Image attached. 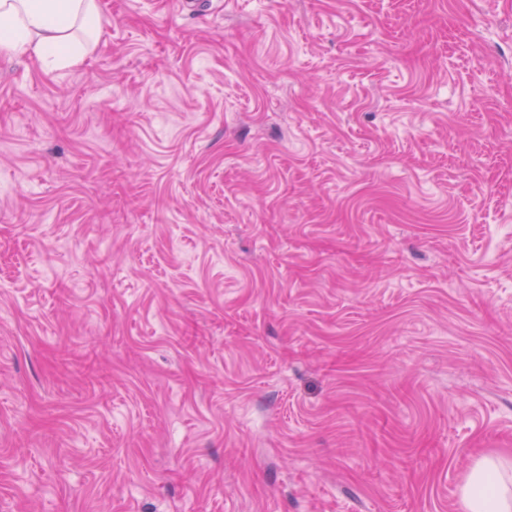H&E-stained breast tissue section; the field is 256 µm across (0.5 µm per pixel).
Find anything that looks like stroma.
I'll return each mask as SVG.
<instances>
[{"label": "stroma", "mask_w": 512, "mask_h": 512, "mask_svg": "<svg viewBox=\"0 0 512 512\" xmlns=\"http://www.w3.org/2000/svg\"><path fill=\"white\" fill-rule=\"evenodd\" d=\"M0 50V512H465L512 452V0H100ZM98 0H0V48L53 69L81 63L98 38ZM80 25L85 42L75 39Z\"/></svg>", "instance_id": "35a3bbf8"}]
</instances>
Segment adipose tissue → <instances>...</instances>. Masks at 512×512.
I'll return each mask as SVG.
<instances>
[{
  "label": "adipose tissue",
  "instance_id": "ef3b65f1",
  "mask_svg": "<svg viewBox=\"0 0 512 512\" xmlns=\"http://www.w3.org/2000/svg\"><path fill=\"white\" fill-rule=\"evenodd\" d=\"M99 0H0V48L53 69L81 63L99 33ZM86 39L78 41L76 30ZM466 512H512V459H477L461 487Z\"/></svg>",
  "mask_w": 512,
  "mask_h": 512
}]
</instances>
